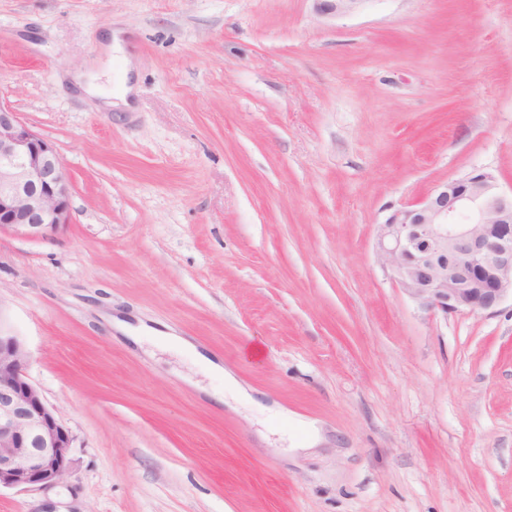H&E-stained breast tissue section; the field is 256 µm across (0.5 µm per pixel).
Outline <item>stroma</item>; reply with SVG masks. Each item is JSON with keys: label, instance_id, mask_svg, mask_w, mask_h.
I'll return each mask as SVG.
<instances>
[{"label": "stroma", "instance_id": "35a3bbf8", "mask_svg": "<svg viewBox=\"0 0 512 512\" xmlns=\"http://www.w3.org/2000/svg\"><path fill=\"white\" fill-rule=\"evenodd\" d=\"M99 63L129 107L74 91ZM0 103L70 180L69 224L0 236V318L74 436L0 512H512V299L431 312L376 251L442 182L512 190V0H0ZM108 321L112 326V329L114 328L116 331L121 332L136 343H139L146 334L147 336L159 339L170 346L176 347L177 349L189 355L195 361V363L205 371L215 376L223 377L224 388L230 390L236 400L246 402L260 408L268 409L273 412L275 416L285 417L288 419V410L280 408L272 409L263 406L260 402L253 398V396L246 388L241 386L236 381L230 371L225 370L224 366H222L218 361H215L214 359L200 352L194 345L184 340L183 338L158 331L144 323H141L138 326H133L127 320L117 316H110Z\"/></svg>", "mask_w": 512, "mask_h": 512}]
</instances>
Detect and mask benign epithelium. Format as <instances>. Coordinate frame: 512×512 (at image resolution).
<instances>
[{
	"mask_svg": "<svg viewBox=\"0 0 512 512\" xmlns=\"http://www.w3.org/2000/svg\"><path fill=\"white\" fill-rule=\"evenodd\" d=\"M345 14L364 0H317ZM70 223V182L52 141L0 104V234L45 237ZM378 254L428 310L473 314L512 296V192L480 169L450 179L378 227ZM30 353L0 323V489L47 492L71 474L73 436L28 376Z\"/></svg>",
	"mask_w": 512,
	"mask_h": 512,
	"instance_id": "1",
	"label": "benign epithelium"
}]
</instances>
